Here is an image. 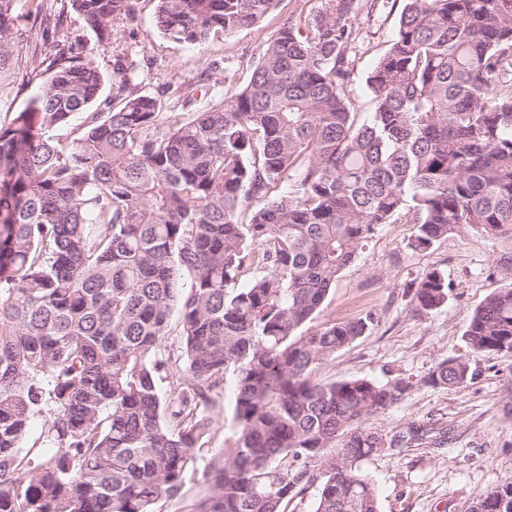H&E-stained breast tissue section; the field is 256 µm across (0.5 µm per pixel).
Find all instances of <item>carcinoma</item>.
<instances>
[{"label":"carcinoma","mask_w":512,"mask_h":512,"mask_svg":"<svg viewBox=\"0 0 512 512\" xmlns=\"http://www.w3.org/2000/svg\"><path fill=\"white\" fill-rule=\"evenodd\" d=\"M12 2L0 0V66ZM360 2L324 0L305 32L286 22L233 100L171 116L161 133L149 130L162 93L127 81L89 111L103 75L77 40L45 92L0 121V512H154L179 497L228 375L236 439L211 457L195 512H289L314 483L311 512H378L361 463L430 428L413 420L388 438L365 426L403 380L314 379L368 321L307 324L399 215L419 250L467 227L512 234V0H402L362 122L347 95ZM273 5L157 0L156 21L194 44ZM72 8L104 34L132 0ZM77 116L59 147L49 131ZM448 291L430 268L416 306L437 309ZM175 310L179 346L166 354ZM465 336L472 353L512 360V285L485 297ZM472 379L455 357L425 383ZM470 512H512V482Z\"/></svg>","instance_id":"obj_1"}]
</instances>
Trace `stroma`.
<instances>
[{
    "instance_id": "stroma-1",
    "label": "stroma",
    "mask_w": 512,
    "mask_h": 512,
    "mask_svg": "<svg viewBox=\"0 0 512 512\" xmlns=\"http://www.w3.org/2000/svg\"><path fill=\"white\" fill-rule=\"evenodd\" d=\"M324 0H276L256 24L231 33L216 31L196 44L167 38L156 23L155 0H133V13L115 19L105 37L88 29L70 0H13L11 61L0 67V120L23 111L46 89L54 58L71 42H82L104 76L100 98L115 95L119 69L137 89L166 85L163 114L192 118L208 99H232L248 83L270 38L284 22L311 17ZM399 0L373 12H359V38L351 46L353 80L347 88L358 112L371 109L365 79L376 57L394 37ZM203 97L185 104L186 86ZM414 225L378 227L356 259L336 279L314 326L336 320L369 319L366 333L339 351L316 380L403 379L410 389L367 427L393 435L412 420L441 429L437 438L403 450L390 449L365 460L362 470L378 490L379 512H469L479 494L512 481V360L485 353L471 356L464 336L471 312L494 289L512 283V237H492L467 228L437 240L429 249L411 244ZM441 269L448 300L419 312L414 294L422 273ZM473 359L474 379L464 387L423 382L440 360ZM232 384H225L209 410L211 440L188 469L180 498L159 502L157 512H192L209 491L204 476L211 451L233 445Z\"/></svg>"
}]
</instances>
